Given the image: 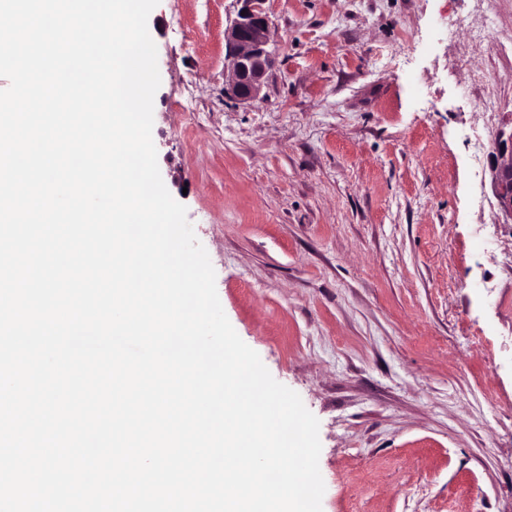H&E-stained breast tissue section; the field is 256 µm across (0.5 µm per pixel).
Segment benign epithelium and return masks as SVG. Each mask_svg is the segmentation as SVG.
<instances>
[{
    "mask_svg": "<svg viewBox=\"0 0 512 512\" xmlns=\"http://www.w3.org/2000/svg\"><path fill=\"white\" fill-rule=\"evenodd\" d=\"M245 14L237 15L227 33L232 70L230 94L239 101L256 99L270 67L266 45L271 37V24L264 8L265 0H239ZM496 155L502 162L495 168L494 179L500 206L512 216V133L498 137Z\"/></svg>",
    "mask_w": 512,
    "mask_h": 512,
    "instance_id": "1",
    "label": "benign epithelium"
}]
</instances>
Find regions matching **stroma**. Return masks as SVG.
Listing matches in <instances>:
<instances>
[{"label":"stroma","mask_w":512,"mask_h":512,"mask_svg":"<svg viewBox=\"0 0 512 512\" xmlns=\"http://www.w3.org/2000/svg\"><path fill=\"white\" fill-rule=\"evenodd\" d=\"M159 0L153 141L222 308L319 422L322 512H512V0ZM242 6L227 33L232 70L230 94L239 101L256 99L270 67L266 45L271 37V24L265 0H237ZM245 11V15L241 12ZM495 150L497 157L502 159L494 174L498 200L504 211L512 216V132L507 139H503V135L496 139Z\"/></svg>","instance_id":"35a3bbf8"}]
</instances>
